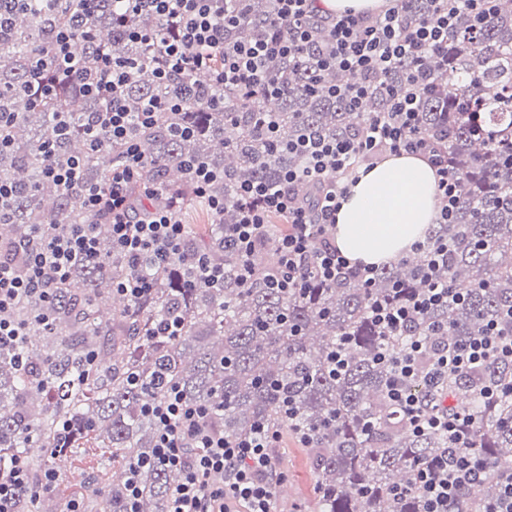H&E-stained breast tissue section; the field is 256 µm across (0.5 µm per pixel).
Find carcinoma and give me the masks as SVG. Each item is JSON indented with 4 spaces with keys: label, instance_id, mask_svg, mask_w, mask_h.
Segmentation results:
<instances>
[{
    "label": "carcinoma",
    "instance_id": "obj_1",
    "mask_svg": "<svg viewBox=\"0 0 512 512\" xmlns=\"http://www.w3.org/2000/svg\"><path fill=\"white\" fill-rule=\"evenodd\" d=\"M78 0H28L0 25V135L9 143L0 153V183L14 194L0 216V247L28 239L31 228L53 231L63 224H97L103 249L94 263L76 265L71 280L57 291L50 312L52 328L40 325L44 302L24 298L14 315L29 322L18 347L0 345V458L26 456L33 439L46 448L71 453L76 448H106L110 481L96 475L97 496L105 512H168L174 470L152 458L157 422L149 407L164 398L155 385L166 383L204 407L206 422L224 437L237 439L262 423L309 435V462L315 478L313 512H422L415 490L419 467L448 447L437 433L418 435L389 397L393 369L380 353L401 351L421 337L430 351L483 336L498 324L512 335V0H494L485 14L465 13L448 37V60L427 56L392 71L391 86L407 83L412 70L433 78L421 92L420 129L448 127L444 150L458 173L457 206L434 235L448 241L430 274L463 294L459 302L434 307L401 338H387L371 321V308L398 306L423 293L428 278L425 257L402 258L383 266L373 287L353 277L334 284L310 279L303 289L271 284L275 262L266 238L254 259L252 276H240V259L224 244V227L235 222L241 185L278 182L304 160L288 146L298 137L354 133L368 114L389 108L380 81L336 69H320L315 58L273 59L271 71L288 73V91L271 99L257 94L241 99L217 91L193 76V93L180 112H162L149 127H136L146 159L134 189L152 185L158 202L174 213L194 206L209 209L194 193L182 167L186 159L206 162L219 179L209 195L224 199V214H210L202 234L187 232L181 256L162 269L140 271L108 244L105 215L88 212L80 191L65 189L45 175L44 147L54 144V159L84 160L83 179L104 182L124 151L103 139L90 149L87 117L101 104L83 93L77 76L66 77L47 57L57 28L77 10ZM434 0H405L413 18L427 15ZM241 26L224 40L254 36L259 22L275 11L271 0H246ZM136 28L153 35L144 43L129 37ZM74 44L87 64L100 63L92 47L138 63L124 89L132 117L152 99L173 95L174 85L155 78V58L174 25L165 17L117 20L112 0H99L83 14ZM361 83V110L328 93V88ZM188 126L193 133L178 134ZM203 253L224 268V283L198 280L193 261ZM147 274L150 292L142 301H123L105 320L97 297L103 286ZM176 320L174 336L157 334L160 323ZM347 345L345 369L332 371L341 340ZM512 382V363H492L448 379V402L467 397L474 411L470 427L474 452L497 476L469 487L453 512H481L501 499V474L512 475V400L488 401L479 395L487 380ZM293 412L285 414L284 401ZM140 494L130 503L128 480ZM51 497L25 494L19 512H43Z\"/></svg>",
    "mask_w": 512,
    "mask_h": 512
}]
</instances>
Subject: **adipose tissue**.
Wrapping results in <instances>:
<instances>
[{
  "label": "adipose tissue",
  "instance_id": "obj_1",
  "mask_svg": "<svg viewBox=\"0 0 512 512\" xmlns=\"http://www.w3.org/2000/svg\"><path fill=\"white\" fill-rule=\"evenodd\" d=\"M438 210L432 165L411 154L387 157L350 182L336 213V246L355 264L393 261L424 236Z\"/></svg>",
  "mask_w": 512,
  "mask_h": 512
}]
</instances>
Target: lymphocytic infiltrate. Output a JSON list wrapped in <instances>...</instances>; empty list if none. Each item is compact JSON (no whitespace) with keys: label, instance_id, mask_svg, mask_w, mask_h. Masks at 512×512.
Instances as JSON below:
<instances>
[{"label":"lymphocytic infiltrate","instance_id":"f902f5d3","mask_svg":"<svg viewBox=\"0 0 512 512\" xmlns=\"http://www.w3.org/2000/svg\"><path fill=\"white\" fill-rule=\"evenodd\" d=\"M115 2L125 19L143 13L174 19V36L157 60L161 81L183 86L189 75L205 72L213 86L247 99L258 93H282L284 85L279 76L268 69L275 57L291 59L308 52L321 67L381 80L407 61L428 54H447L448 35L461 12L487 11L492 0H436L431 13L422 19L404 14V0H388L387 8L374 15L333 14L324 10L320 0H275L276 16L261 34L232 42L225 41L224 32L237 27L241 15L228 9V0ZM80 20V15H73L59 28L51 62L64 75H80L83 90L103 104L86 125L90 146H99L106 135L123 144L125 150L101 185L84 182L78 158L61 165L48 164L46 175L67 188L79 189L89 211L105 214L112 249L123 253L132 266L147 260L161 268L180 253L185 227L170 209L150 205L155 194L152 187L142 191L147 206H134L130 185L143 166V157L133 141L132 127L137 122L150 124L158 113L180 110V100L173 97L148 102L138 117H131L121 99L133 62L115 56L103 58L99 66H86L71 51ZM316 21L328 24V42H318L312 28ZM429 84L425 73L411 74L405 86L388 88V111L366 119L351 136H305L298 140L294 149L305 160L303 169L285 172L274 186L258 182L242 188L245 202L239 206L238 220L229 225L225 238L240 257L243 275L252 272V259L267 216L280 213L288 217V232L278 240L275 287L303 288L312 277L333 283L350 276L363 286H371L375 268L353 264L338 250L331 231L347 190L346 176L374 166L388 154L406 152L430 162L436 171L438 194L444 201L436 221L448 223L457 199V174L441 151L438 137L419 131V92ZM302 179L311 180L317 188L312 202H302L296 193L295 186ZM100 251L95 225L69 224L53 235L34 228L26 243L1 256L0 343L26 333V324L13 316L22 298L36 295L54 301L58 286L68 282L77 262L92 261ZM453 296V291L435 282L409 305L373 308L372 318L384 332L397 337L409 322ZM425 354L430 357L426 369L421 366ZM390 362L395 380L389 397L411 429L419 434L435 432L448 440L449 452L419 470L416 488L423 499V512H449L468 485L490 475L482 460L469 451L473 415L468 408H450L442 403L423 407L406 384L413 380L427 388H444L449 375L486 363H512V336H474L462 345L433 352L416 337L400 354L391 356ZM151 413L159 424L154 457L182 475L170 490L169 512H225L236 504L245 506L246 512H275L273 482L286 478L270 454L281 440L279 432L261 424L248 436L226 439L205 425L207 412L203 407L188 402L174 388L168 389L164 401L152 407ZM34 485L53 492L58 479L50 470L32 478L26 461L15 459L7 473H0V512H16L19 498Z\"/></svg>","mask_w":512,"mask_h":512}]
</instances>
